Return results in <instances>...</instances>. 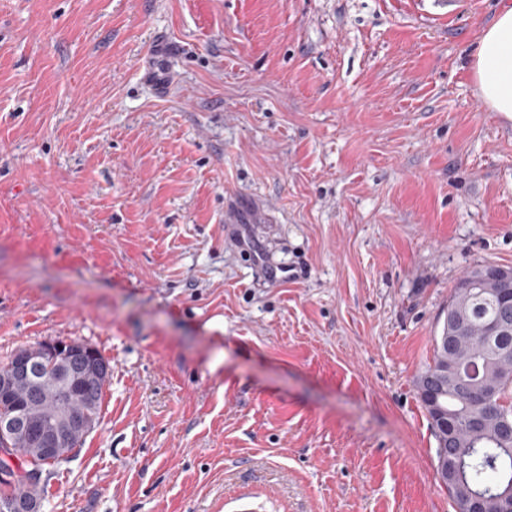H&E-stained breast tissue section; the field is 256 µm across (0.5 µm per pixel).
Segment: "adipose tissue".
Listing matches in <instances>:
<instances>
[{"label": "adipose tissue", "instance_id": "obj_1", "mask_svg": "<svg viewBox=\"0 0 512 512\" xmlns=\"http://www.w3.org/2000/svg\"><path fill=\"white\" fill-rule=\"evenodd\" d=\"M471 69L487 109L512 120V0L501 5L483 30Z\"/></svg>", "mask_w": 512, "mask_h": 512}]
</instances>
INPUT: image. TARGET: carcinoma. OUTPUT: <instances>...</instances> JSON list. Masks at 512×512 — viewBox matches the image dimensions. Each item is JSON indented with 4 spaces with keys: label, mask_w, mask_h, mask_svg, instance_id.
Returning a JSON list of instances; mask_svg holds the SVG:
<instances>
[{
    "label": "carcinoma",
    "mask_w": 512,
    "mask_h": 512,
    "mask_svg": "<svg viewBox=\"0 0 512 512\" xmlns=\"http://www.w3.org/2000/svg\"><path fill=\"white\" fill-rule=\"evenodd\" d=\"M490 265L475 267L465 273L454 287L448 308H465V330L458 334L453 349L435 341L433 364L416 379L417 391L422 382L432 379L433 388H442L439 405L450 414L458 438L456 463L464 483L485 496L484 512H498L495 501L501 488L512 483V440L503 441L489 427L477 429L466 420L472 403L478 399L481 381L489 369L495 374L498 389L497 419L512 423V372L505 371L501 359L481 336L484 324L508 314L512 316V278L491 283L482 275ZM105 390L98 383L74 387L64 397L59 389L47 384L33 388L22 385L9 393L0 392V417L29 416L42 422H52L62 411L98 423ZM26 453L18 456L19 474L0 479V504L9 498L40 495L38 483L26 480L32 469H43V463L33 447L22 444Z\"/></svg>",
    "instance_id": "carcinoma-1"
}]
</instances>
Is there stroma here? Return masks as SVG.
<instances>
[{
    "mask_svg": "<svg viewBox=\"0 0 512 512\" xmlns=\"http://www.w3.org/2000/svg\"><path fill=\"white\" fill-rule=\"evenodd\" d=\"M469 2L0 0V360L111 366L43 512H456L415 381L512 268ZM158 56L161 57L156 61L151 62L146 68L144 78L151 84L156 90L163 89L166 83L167 76V56L175 52L174 47L167 43L157 44Z\"/></svg>",
    "mask_w": 512,
    "mask_h": 512,
    "instance_id": "1",
    "label": "stroma"
}]
</instances>
